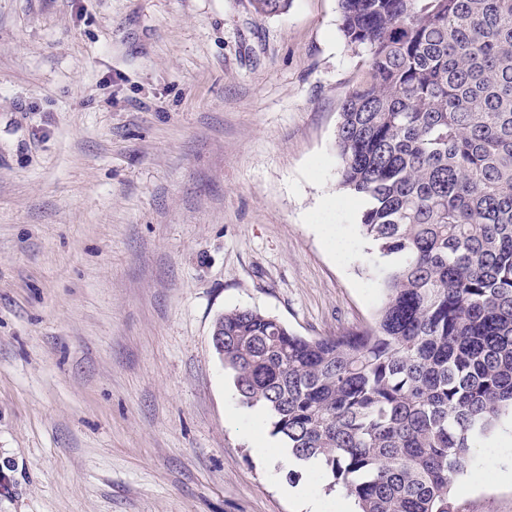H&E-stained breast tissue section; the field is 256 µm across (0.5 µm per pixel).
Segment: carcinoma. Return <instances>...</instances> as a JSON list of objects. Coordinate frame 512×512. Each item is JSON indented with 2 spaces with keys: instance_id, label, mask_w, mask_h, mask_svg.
<instances>
[{
  "instance_id": "obj_1",
  "label": "carcinoma",
  "mask_w": 512,
  "mask_h": 512,
  "mask_svg": "<svg viewBox=\"0 0 512 512\" xmlns=\"http://www.w3.org/2000/svg\"><path fill=\"white\" fill-rule=\"evenodd\" d=\"M339 2L367 51L339 112L340 187L368 200L381 307L333 336L227 310L217 353L358 512H455L477 439L512 412V0Z\"/></svg>"
}]
</instances>
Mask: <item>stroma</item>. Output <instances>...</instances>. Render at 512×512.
Returning a JSON list of instances; mask_svg holds the SVG:
<instances>
[{
    "instance_id": "stroma-1",
    "label": "stroma",
    "mask_w": 512,
    "mask_h": 512,
    "mask_svg": "<svg viewBox=\"0 0 512 512\" xmlns=\"http://www.w3.org/2000/svg\"><path fill=\"white\" fill-rule=\"evenodd\" d=\"M338 0H0V512H347L269 465L216 319L372 325L384 262L340 189L365 51ZM512 416L451 489L512 512Z\"/></svg>"
}]
</instances>
